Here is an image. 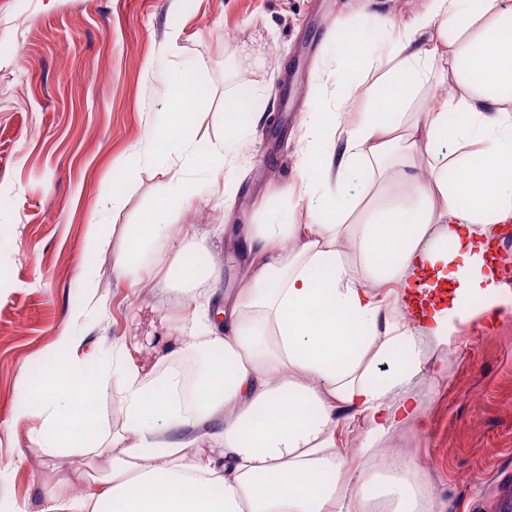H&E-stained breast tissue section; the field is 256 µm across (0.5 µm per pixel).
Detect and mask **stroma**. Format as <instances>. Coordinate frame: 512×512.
Here are the masks:
<instances>
[{"mask_svg": "<svg viewBox=\"0 0 512 512\" xmlns=\"http://www.w3.org/2000/svg\"><path fill=\"white\" fill-rule=\"evenodd\" d=\"M351 29L388 56V36L360 17L358 0H0V512H38L45 475L83 463L35 448L38 421H13L19 384L58 334L79 332L98 366L126 336L163 350L167 339L148 320L193 307L181 290H160L164 267L128 281L112 273L129 226L157 209L171 169L182 167L174 152L156 163L137 154L177 77L208 89L196 106L200 144L225 141L223 170L184 167L195 200L180 222L222 258L219 290L230 295L244 284L232 227L305 220L311 196L287 201L278 190L298 178L311 93L335 89L336 43ZM230 93L263 118L228 141ZM116 177L117 203L101 190ZM94 221L106 226V246L90 267L82 243ZM443 359L442 374L415 384L424 426L387 435L374 459L353 465L376 472L406 461L426 488L424 512H487L494 478L512 472V315L460 326Z\"/></svg>", "mask_w": 512, "mask_h": 512, "instance_id": "1", "label": "stroma"}]
</instances>
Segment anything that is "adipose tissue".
Returning <instances> with one entry per match:
<instances>
[{
  "label": "adipose tissue",
  "mask_w": 512,
  "mask_h": 512,
  "mask_svg": "<svg viewBox=\"0 0 512 512\" xmlns=\"http://www.w3.org/2000/svg\"><path fill=\"white\" fill-rule=\"evenodd\" d=\"M397 52L371 101L348 122L346 101L360 83H338L336 109L315 108L306 124L301 168L308 183H336L306 224H249L238 248L243 288L225 297L223 322L199 303L189 321L160 317L166 351L121 343L110 372L121 383L119 432L86 430V406L101 376H88L81 339L62 331L40 375L20 385L16 421L39 420L33 441L47 455L73 448L107 458L109 472L68 496L45 486L42 512H421L422 491L407 473L352 469L339 448L342 424L362 418L356 454L373 456L391 431L421 425L412 384L460 325L494 310L498 283L483 270L475 241L512 222V8L503 0H421L410 22L381 18ZM429 35L425 46L415 39ZM447 54L458 88L409 111L432 61ZM206 90L180 82L170 120L148 134L151 157L177 147L187 162L220 163L223 144L200 149L195 105ZM477 142L421 170L442 143ZM370 169L394 198L374 217L355 218L348 175ZM167 227L144 216L112 272L134 276L160 261ZM451 268L448 305L426 329L394 318L396 288L426 268ZM222 269L196 237L183 234L165 284L194 293ZM391 368L383 372L380 360Z\"/></svg>",
  "instance_id": "ef3b65f1"
}]
</instances>
